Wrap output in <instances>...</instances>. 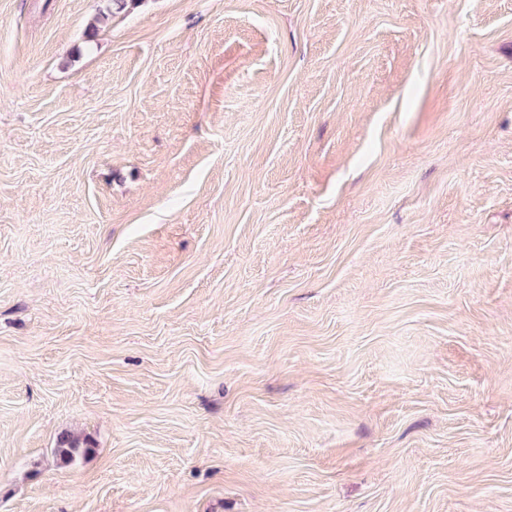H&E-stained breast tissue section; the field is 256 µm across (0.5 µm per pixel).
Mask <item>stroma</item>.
Returning a JSON list of instances; mask_svg holds the SVG:
<instances>
[{"mask_svg": "<svg viewBox=\"0 0 512 512\" xmlns=\"http://www.w3.org/2000/svg\"><path fill=\"white\" fill-rule=\"evenodd\" d=\"M100 6L0 0V512H512V0ZM92 451L87 439L64 433L57 440L56 454L65 463H71L77 458L88 455Z\"/></svg>", "mask_w": 512, "mask_h": 512, "instance_id": "stroma-1", "label": "stroma"}]
</instances>
